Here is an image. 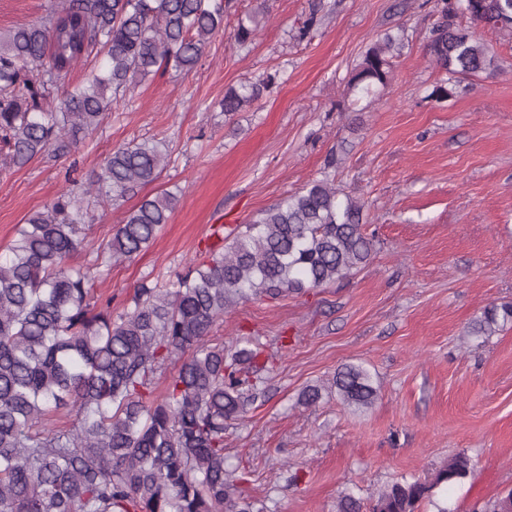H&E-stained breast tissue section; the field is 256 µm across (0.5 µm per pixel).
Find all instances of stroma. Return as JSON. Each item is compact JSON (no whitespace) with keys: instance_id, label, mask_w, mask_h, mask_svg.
<instances>
[{"instance_id":"stroma-1","label":"stroma","mask_w":512,"mask_h":512,"mask_svg":"<svg viewBox=\"0 0 512 512\" xmlns=\"http://www.w3.org/2000/svg\"><path fill=\"white\" fill-rule=\"evenodd\" d=\"M317 1L321 22L299 36ZM441 7L233 0L196 70L131 86L75 152L0 171L1 249L61 195L66 171L85 180L122 145L166 142L157 181L115 205L83 199L86 234L100 245L142 197L180 192L155 240L97 276L117 314L142 282L165 284L199 263L213 225L244 231L324 177L363 204L374 244L366 264L322 288L238 302L212 332L225 346L259 350L266 364L254 402L224 432L236 494L256 512H336L344 494L369 502L458 452L474 467L449 491L451 512L512 489V322L472 333L486 307L512 305V37L457 18L496 64L434 98L442 74L426 45ZM260 10L252 41L239 44V20ZM388 32L401 41L387 86L348 95L355 67ZM268 74L276 80L257 101L225 115L228 89ZM347 364L369 371L371 408L337 396L333 379ZM312 386L321 397L307 406L301 395Z\"/></svg>"}]
</instances>
